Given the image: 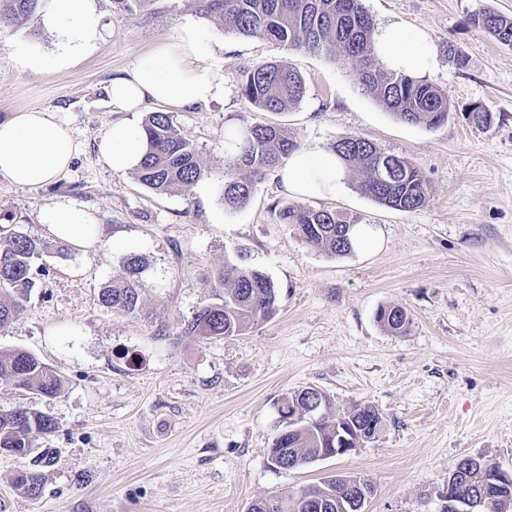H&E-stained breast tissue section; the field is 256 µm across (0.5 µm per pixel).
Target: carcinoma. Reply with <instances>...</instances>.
Wrapping results in <instances>:
<instances>
[{"instance_id": "cac0c4a2", "label": "carcinoma", "mask_w": 512, "mask_h": 512, "mask_svg": "<svg viewBox=\"0 0 512 512\" xmlns=\"http://www.w3.org/2000/svg\"><path fill=\"white\" fill-rule=\"evenodd\" d=\"M51 0H0V26L33 22L46 11ZM150 0H112L113 7L128 16L142 12ZM196 11L244 37H263L285 50L330 49L351 66L362 89L398 120L433 129L445 124L451 112L448 99L435 84L418 77L377 68L374 56V21L363 0H191ZM474 27L498 42L512 47V20L483 10L471 18ZM305 81L294 69L277 62H262L244 75L242 94L260 112H284L297 105L305 94ZM469 123L483 127L492 122L490 112L480 106L466 113ZM147 152L135 178L149 189L177 193L202 175L199 153L183 139L167 112H152L143 125ZM230 155V168L224 180V205L230 210L245 206L256 185L280 161L300 148L288 129L263 121L224 136ZM334 152L344 165L363 175L360 190L378 203L400 211L423 205L427 181L406 157L389 153L373 142L350 136L340 139ZM280 223L288 225L309 247L329 257H343L352 252L336 236V229L347 228L356 238L357 222L332 210L314 209L296 203L278 208ZM44 244L17 232L0 249V328L10 323L27 301L33 280L35 260L45 252ZM146 262L136 254L127 257L120 277L105 286L101 303L120 314H132L139 306L142 274ZM224 288L221 302L198 310L185 323V335L202 339L243 334L252 324L275 314L279 295L264 272L248 265L246 255L236 263H226L216 273ZM377 321L392 334L403 335L411 325L407 310L399 305L382 307ZM0 379L19 389L36 390L53 397L64 386L62 377L34 355L16 350L0 353ZM346 425L358 431L360 440L374 437L383 424V416L372 404L361 402L344 414L323 416L315 422L300 420L298 432L287 442L274 439L268 460L275 469L291 470L331 458L336 451V429ZM56 429L48 415L26 407L0 413V451L17 457L31 454L38 436ZM16 485L28 496L41 493V477L26 470L16 477ZM319 499L347 497L344 482L320 481L297 492L261 498L250 512H338L307 502L311 495Z\"/></svg>"}]
</instances>
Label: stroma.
Instances as JSON below:
<instances>
[{
    "mask_svg": "<svg viewBox=\"0 0 512 512\" xmlns=\"http://www.w3.org/2000/svg\"><path fill=\"white\" fill-rule=\"evenodd\" d=\"M96 5L102 37L73 65L58 63L60 38L39 23L0 27V118L50 112L80 144L69 173L45 186L0 177V247L16 232L47 246L23 312L0 328V351L30 352L64 379L52 398L0 381V412L25 405L57 423L32 457L0 452V512H249L257 499L343 473L373 486L366 512H439L461 458L512 471V48L469 22L485 9L512 18V0H364L375 25L429 34L437 65L425 77L452 110L434 129L397 120L333 52L239 36L199 16L191 0H153L134 17L111 0ZM186 24L204 33L224 95L171 110L203 175L158 194L100 151L109 124L146 118L113 105L109 87ZM18 42L44 59L42 69L14 59ZM452 49L464 66L449 59ZM264 61L303 75L295 107L261 113L242 96L244 74ZM474 104L492 112L490 125L464 118ZM260 120L285 126L303 147L360 136L407 157L427 181L426 200L411 211L387 208L361 192L358 173L344 172L336 195L305 204L371 225L376 244L337 258L279 223L275 205L291 196L277 173L246 206L226 210L224 134ZM57 202L89 212L96 247L56 254L39 214ZM117 238L136 242L147 262L133 315L99 301L126 258L109 245ZM242 249L277 288L276 313L240 336L185 335L187 320L216 300V272ZM393 304L412 319L401 336L376 319ZM307 387L325 393L335 413L371 403L383 425L351 453L274 469L278 408ZM46 451L53 461L37 466L42 492L33 498L15 476Z\"/></svg>",
    "mask_w": 512,
    "mask_h": 512,
    "instance_id": "1",
    "label": "stroma"
}]
</instances>
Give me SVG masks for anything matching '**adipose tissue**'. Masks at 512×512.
Instances as JSON below:
<instances>
[{
	"label": "adipose tissue",
	"instance_id": "ef3b65f1",
	"mask_svg": "<svg viewBox=\"0 0 512 512\" xmlns=\"http://www.w3.org/2000/svg\"><path fill=\"white\" fill-rule=\"evenodd\" d=\"M41 25L60 32L65 42L60 63L77 60L102 35V15L95 0H60L55 11L42 15ZM377 57L391 71L424 73L436 66V53L429 34L399 24L379 26L373 35ZM210 48L200 30L183 26L170 40L140 56L125 75L113 79L112 102L127 112H137L148 103L175 109L208 103L224 93L223 84L206 65ZM142 126L128 121L111 123L101 142V151L120 169L136 167L145 151ZM79 151L68 123L47 112H18L0 120V177L10 182L38 187L68 172ZM279 176L288 193L299 198H322L335 194L343 166L335 153L318 148L293 152ZM40 224L50 237L81 249L99 241V229L89 213L72 203L45 207Z\"/></svg>",
	"mask_w": 512,
	"mask_h": 512
}]
</instances>
